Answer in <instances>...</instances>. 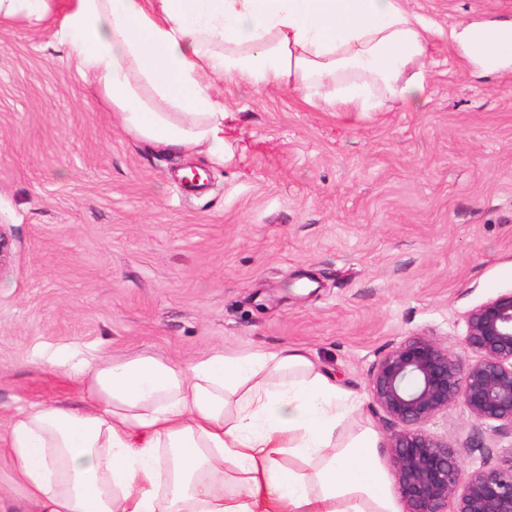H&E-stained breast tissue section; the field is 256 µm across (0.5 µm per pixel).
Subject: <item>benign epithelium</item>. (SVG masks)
Instances as JSON below:
<instances>
[{
  "instance_id": "obj_1",
  "label": "benign epithelium",
  "mask_w": 512,
  "mask_h": 512,
  "mask_svg": "<svg viewBox=\"0 0 512 512\" xmlns=\"http://www.w3.org/2000/svg\"><path fill=\"white\" fill-rule=\"evenodd\" d=\"M462 344L475 354L465 365L432 339L410 336L370 374L373 400L395 426L389 448L405 512H512V458L466 473L461 449L421 429L460 401L476 421L512 431V291L468 312Z\"/></svg>"
}]
</instances>
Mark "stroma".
<instances>
[{
  "mask_svg": "<svg viewBox=\"0 0 512 512\" xmlns=\"http://www.w3.org/2000/svg\"><path fill=\"white\" fill-rule=\"evenodd\" d=\"M47 20H0V422L82 404L80 359L304 348L351 395L344 432L392 423L370 373L410 336L461 361L466 315L512 291V68L484 78L448 40L512 0H407L433 31L422 103L331 112L286 88L212 86L224 160L127 132ZM471 471L512 432L464 405L427 421Z\"/></svg>",
  "mask_w": 512,
  "mask_h": 512,
  "instance_id": "obj_1",
  "label": "stroma"
}]
</instances>
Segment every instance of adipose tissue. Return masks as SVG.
<instances>
[{
    "label": "adipose tissue",
    "instance_id": "ef3b65f1",
    "mask_svg": "<svg viewBox=\"0 0 512 512\" xmlns=\"http://www.w3.org/2000/svg\"><path fill=\"white\" fill-rule=\"evenodd\" d=\"M431 24L405 0H76L57 36L127 130L224 157L211 79L285 87L372 112L418 102ZM485 32L449 40L477 62ZM83 409L38 404L0 424V512H402L369 428L344 436L348 395L303 348L86 363Z\"/></svg>",
    "mask_w": 512,
    "mask_h": 512
}]
</instances>
